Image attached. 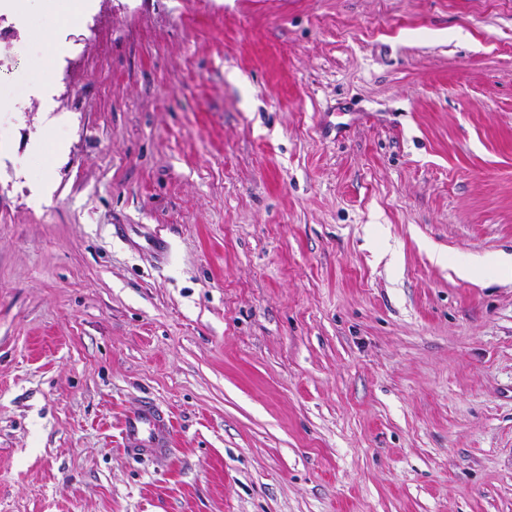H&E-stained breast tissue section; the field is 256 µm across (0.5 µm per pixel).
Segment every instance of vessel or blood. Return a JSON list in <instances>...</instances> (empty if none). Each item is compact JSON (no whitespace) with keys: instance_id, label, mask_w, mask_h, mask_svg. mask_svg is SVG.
Instances as JSON below:
<instances>
[{"instance_id":"vessel-or-blood-1","label":"vessel or blood","mask_w":512,"mask_h":512,"mask_svg":"<svg viewBox=\"0 0 512 512\" xmlns=\"http://www.w3.org/2000/svg\"><path fill=\"white\" fill-rule=\"evenodd\" d=\"M123 441L133 455L156 457L169 446V423L165 414L151 400H144L129 414L123 426Z\"/></svg>"}]
</instances>
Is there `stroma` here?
Wrapping results in <instances>:
<instances>
[{
	"label": "stroma",
	"instance_id": "35a3bbf8",
	"mask_svg": "<svg viewBox=\"0 0 512 512\" xmlns=\"http://www.w3.org/2000/svg\"><path fill=\"white\" fill-rule=\"evenodd\" d=\"M75 3L0 108V512H512V0H18L0 85ZM123 441L131 454L156 457L169 446V423L165 414L151 400H144L129 414L123 426Z\"/></svg>",
	"mask_w": 512,
	"mask_h": 512
}]
</instances>
